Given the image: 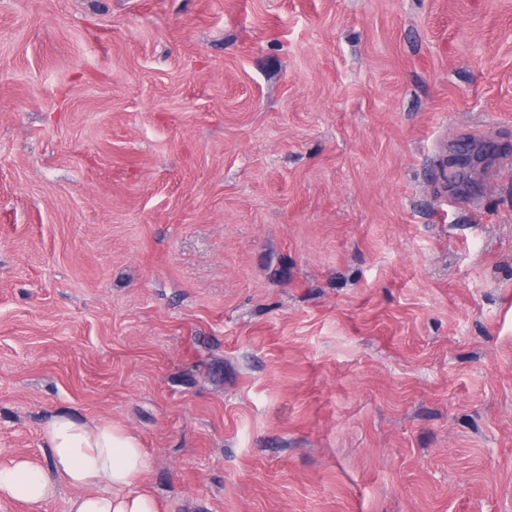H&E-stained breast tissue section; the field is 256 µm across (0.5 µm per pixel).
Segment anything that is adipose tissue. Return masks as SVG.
<instances>
[{"label":"adipose tissue","mask_w":512,"mask_h":512,"mask_svg":"<svg viewBox=\"0 0 512 512\" xmlns=\"http://www.w3.org/2000/svg\"><path fill=\"white\" fill-rule=\"evenodd\" d=\"M41 437L48 461L16 457L0 464V499L40 504L65 485L74 491L67 512H163L161 502L138 486L150 458L131 431L60 412Z\"/></svg>","instance_id":"1"}]
</instances>
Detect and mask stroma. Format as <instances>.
Masks as SVG:
<instances>
[{
  "label": "stroma",
  "mask_w": 512,
  "mask_h": 512,
  "mask_svg": "<svg viewBox=\"0 0 512 512\" xmlns=\"http://www.w3.org/2000/svg\"><path fill=\"white\" fill-rule=\"evenodd\" d=\"M61 411L165 512H512V0H0V462Z\"/></svg>",
  "instance_id": "obj_1"
}]
</instances>
